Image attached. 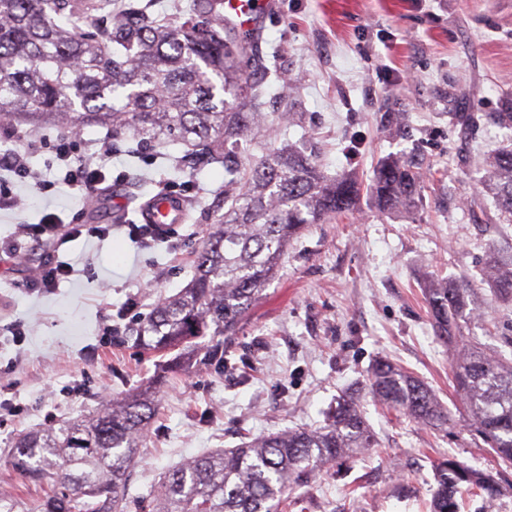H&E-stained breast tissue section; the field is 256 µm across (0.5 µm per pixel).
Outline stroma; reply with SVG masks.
<instances>
[{
    "instance_id": "stroma-1",
    "label": "stroma",
    "mask_w": 512,
    "mask_h": 512,
    "mask_svg": "<svg viewBox=\"0 0 512 512\" xmlns=\"http://www.w3.org/2000/svg\"><path fill=\"white\" fill-rule=\"evenodd\" d=\"M256 27L265 64L293 91L265 98L276 141L314 152L325 175L352 177L357 210L311 225L292 242L278 274L239 324L223 367L180 370L127 340L128 326L158 299L183 288L196 252L224 212V170L197 165L178 174L184 149L115 144L90 209L62 183L55 128L9 141L52 187L11 181L19 208L0 210V397L17 412L0 417V494L22 508L46 486L12 466L18 438L78 418L162 379L158 410L127 489L126 512L146 505L163 476L184 459L289 428L313 427L342 392L364 395L378 446L313 475L280 512H427L435 462L453 454L486 468L451 380V351L434 333L424 288L433 278L467 281L480 319L467 341L512 358V304L495 302L481 280L489 243L512 251V224L498 221L492 195L476 185L481 160L512 148L494 116L512 110V0H268ZM294 110L292 122L281 114ZM411 162L421 192L407 210L380 212L370 193L383 159ZM180 195L186 217L174 234L142 243L132 231L141 204ZM56 213L66 225L110 226L109 234L44 244L19 236L21 224ZM21 259H14L13 251ZM70 263L57 288L25 287L45 256ZM23 335H13V327ZM380 358L424 380L455 414L452 431L381 410L366 394Z\"/></svg>"
}]
</instances>
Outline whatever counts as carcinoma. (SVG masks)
<instances>
[{
  "mask_svg": "<svg viewBox=\"0 0 512 512\" xmlns=\"http://www.w3.org/2000/svg\"><path fill=\"white\" fill-rule=\"evenodd\" d=\"M260 33L224 20V0H186L170 18L134 0H0V120L80 131L95 125L116 140L186 147L180 172L199 162L224 166L230 206L196 253L190 284L137 320L133 339L149 353L181 349L187 363L224 365L221 342L271 281L288 243L311 224L357 208L359 186L334 180L311 154L272 148L246 166L265 127L257 105L269 68L253 52ZM479 184L512 224V148L483 165ZM371 192L381 211L412 204L419 173L386 160ZM484 277L494 299L512 303V255L489 245ZM472 286L434 284L426 302L436 336L453 350L454 389L472 439L512 465V361L479 345L459 347ZM207 336L220 341L202 342ZM375 401L434 429L455 416L421 379L385 359L369 371ZM157 399L149 390L114 401L58 429L22 435L16 468L48 491L34 512H123L131 463ZM359 396L344 392L324 424L264 435L239 448L193 456L169 472L150 512H278L285 495L315 470L374 448ZM431 512H461L464 495L494 504L506 493L496 469L453 455L435 466Z\"/></svg>",
  "mask_w": 512,
  "mask_h": 512,
  "instance_id": "obj_1",
  "label": "carcinoma"
}]
</instances>
